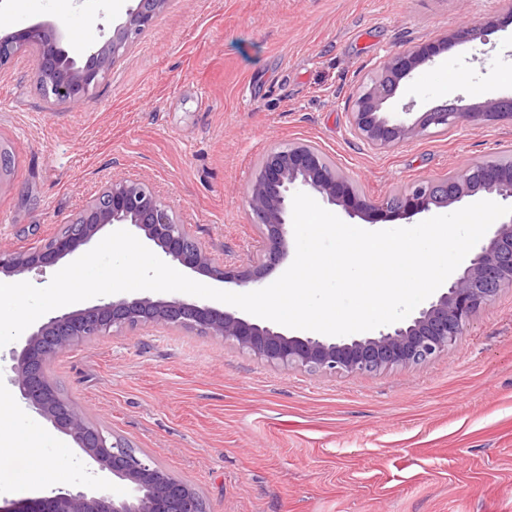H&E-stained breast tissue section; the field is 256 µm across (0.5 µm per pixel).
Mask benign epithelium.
Here are the masks:
<instances>
[{
    "label": "benign epithelium",
    "instance_id": "1",
    "mask_svg": "<svg viewBox=\"0 0 512 512\" xmlns=\"http://www.w3.org/2000/svg\"><path fill=\"white\" fill-rule=\"evenodd\" d=\"M167 3L132 0L112 36L81 63L69 55L62 36L50 23L0 35V67L21 53L35 51L36 82L43 97L53 104L77 106L98 86L112 61L150 28ZM497 29L498 20L490 16L479 25L459 27L452 38L483 43ZM447 41L444 36L436 43L414 44L390 54L376 76L354 89L346 117L358 139L385 152L427 134L430 128L444 133L462 125L512 119V97L487 98L464 107L436 106L412 123L381 115L382 104L396 94L400 82L433 62L440 45ZM297 191H314L323 202L341 207L348 216L369 217L373 224L394 217L410 220L466 198L494 195L512 201V157L471 162L450 176L419 180L392 196L368 199L316 147L301 142L287 148L273 146L262 156L245 191L257 239L246 261L238 265L212 258L144 180L115 179L39 247H1L0 271L15 274L52 267L92 241L104 227L127 225L187 269L222 283L258 287L271 269L288 260V225ZM509 287L512 214L499 218L495 229L474 246L468 265L448 281L445 292L411 318L374 336H290L272 322L239 317L208 304L150 297L100 302L50 317L33 329L21 350L13 352L11 382L30 410L71 436L98 470L122 484L126 493L115 495L105 484L90 492L57 490L50 496L19 501L8 512H210L194 485L173 475L150 454L91 423L63 394L49 367L58 355L75 346L138 326L189 328L269 364L315 373L373 375L394 367L418 366L448 352L474 317Z\"/></svg>",
    "mask_w": 512,
    "mask_h": 512
}]
</instances>
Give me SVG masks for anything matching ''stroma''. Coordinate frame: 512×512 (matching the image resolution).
Listing matches in <instances>:
<instances>
[{"label": "stroma", "instance_id": "1", "mask_svg": "<svg viewBox=\"0 0 512 512\" xmlns=\"http://www.w3.org/2000/svg\"><path fill=\"white\" fill-rule=\"evenodd\" d=\"M507 0H169L76 108L40 95L34 58L0 67V245L53 237L112 178L149 183L213 258L256 238L244 192L267 149L307 142L380 199L512 156V120L458 126L379 153L350 131L348 98L388 54L453 40L382 115L512 96ZM125 18L111 0H0V32L55 24L74 53ZM50 371L90 421L193 484L211 512H512V288L423 365L375 375L269 364L190 329L135 328L79 345ZM58 484H24L0 456V512L102 481L85 453L20 407ZM498 20L496 16H489L479 25H465L460 26L452 34L453 39L463 41H477L486 42V37L498 29Z\"/></svg>", "mask_w": 512, "mask_h": 512}]
</instances>
